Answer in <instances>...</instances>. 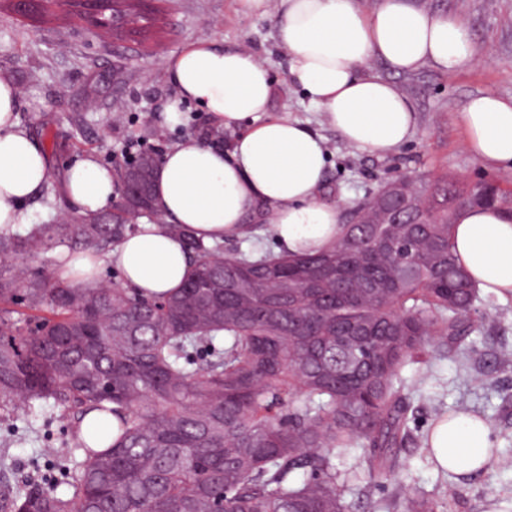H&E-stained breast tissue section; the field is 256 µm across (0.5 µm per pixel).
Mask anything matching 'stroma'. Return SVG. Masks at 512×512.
Instances as JSON below:
<instances>
[{
	"instance_id": "1",
	"label": "stroma",
	"mask_w": 512,
	"mask_h": 512,
	"mask_svg": "<svg viewBox=\"0 0 512 512\" xmlns=\"http://www.w3.org/2000/svg\"><path fill=\"white\" fill-rule=\"evenodd\" d=\"M418 8L462 17L470 30L478 61L454 74L426 65L409 74L374 68L409 96L418 112L417 128L398 151L368 154L346 145L321 121L301 90L284 89L288 58L279 44L280 0H267L263 13L245 17L236 0H152L162 11L160 44L126 45L113 36L90 35L84 24L64 12L39 23L20 22L0 0V74L20 90L17 120L34 134L63 171L84 156L118 167L123 145L142 140L164 154L183 139L227 146L237 136L194 105L183 104L179 124H167L164 105L177 90L164 60L188 44L219 41L228 50L255 54L274 79L268 114L306 123L326 141L324 200L338 203L342 215L371 199L388 180L401 175L448 173L461 181H498L512 191V171H488L462 145L459 115L479 93L512 96V0H411ZM72 202L49 182L28 204V224H59L77 216ZM28 224L17 225L25 233ZM481 332L471 334L470 353L431 349L424 363L406 366L405 394L411 403L407 441L400 458L407 465L403 481L374 484L360 473L347 500L351 512H387L385 505L400 487L429 498H447V512H512V469L493 465L470 477L440 470L425 444L431 423L464 408L484 416L494 446L512 452V366L500 363L512 351V296L486 295L479 307ZM68 438L59 411L45 408L0 419V487L21 485L40 473L59 471L46 447Z\"/></svg>"
}]
</instances>
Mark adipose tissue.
<instances>
[{"label": "adipose tissue", "instance_id": "adipose-tissue-1", "mask_svg": "<svg viewBox=\"0 0 512 512\" xmlns=\"http://www.w3.org/2000/svg\"><path fill=\"white\" fill-rule=\"evenodd\" d=\"M278 40L288 55L285 87L303 91L324 124L350 147L394 153L417 126L413 101L377 74L374 61L395 73L429 65L453 73L475 60L470 31L459 18L432 13L410 0H379L369 12L357 0H281ZM165 70L178 98L164 106L169 123L181 121L188 102L224 127L243 125L228 149L187 138L171 147L155 172L164 217L140 225L104 255L80 252L56 264L57 275L80 286L99 282L103 265L117 268L124 287L145 296L174 292L185 281L186 236L221 243L241 236L247 218L267 224L279 245L301 255L329 247L341 229L338 204L323 200L327 150L304 123L268 116L274 81L253 53L224 50L217 41L186 46ZM20 92L0 75V230L27 223L24 205L49 180L52 163L39 142L19 128ZM465 149L484 167L512 170V96L482 93L461 114ZM59 187L79 212H107L117 196L116 172L94 156L67 167ZM456 255L477 288L512 294V216L493 209L461 213L453 227ZM427 447L444 471L481 470L493 445L488 424L464 413L433 421Z\"/></svg>", "mask_w": 512, "mask_h": 512}]
</instances>
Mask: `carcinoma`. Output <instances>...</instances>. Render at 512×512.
I'll return each instance as SVG.
<instances>
[{"instance_id":"obj_1","label":"carcinoma","mask_w":512,"mask_h":512,"mask_svg":"<svg viewBox=\"0 0 512 512\" xmlns=\"http://www.w3.org/2000/svg\"><path fill=\"white\" fill-rule=\"evenodd\" d=\"M56 0H30L38 21ZM118 38L160 41L155 12L139 0H69ZM149 151L128 172L152 181ZM398 224L360 220L358 206L332 246L309 256L226 254L186 238L193 268L174 294L83 288L22 256L71 242L105 253L135 231L128 216L159 209L155 192L121 195L113 212L77 224L0 232V303L22 297L51 317L24 333L0 313V415L50 405L77 421L114 416L104 449L74 435L61 457L81 454L68 491L32 477L7 493L6 512H349L335 460L361 448L371 479L402 469L406 436L402 370L438 342L458 349L480 332V301L457 262L452 228L461 211L512 214V193L446 174L420 177L390 196ZM304 471L297 479L294 473ZM446 503L397 496V512H444Z\"/></svg>"}]
</instances>
